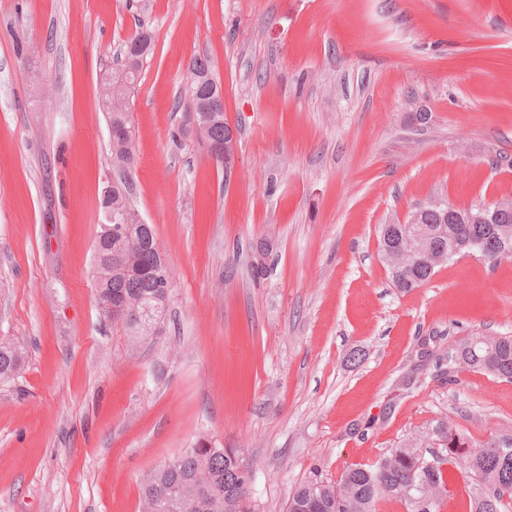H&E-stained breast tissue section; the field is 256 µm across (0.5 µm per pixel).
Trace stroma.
Wrapping results in <instances>:
<instances>
[{"instance_id":"1","label":"stroma","mask_w":512,"mask_h":512,"mask_svg":"<svg viewBox=\"0 0 512 512\" xmlns=\"http://www.w3.org/2000/svg\"><path fill=\"white\" fill-rule=\"evenodd\" d=\"M138 31L128 178L172 288L133 350L93 245L98 90ZM198 55L238 130L229 175L174 106ZM432 196L512 198V0H0V339L25 351L0 381V512H139L142 477L202 439L243 450L255 512H286L312 470L438 424L512 436V382L446 373L449 345L512 336V259L402 293L380 255Z\"/></svg>"}]
</instances>
